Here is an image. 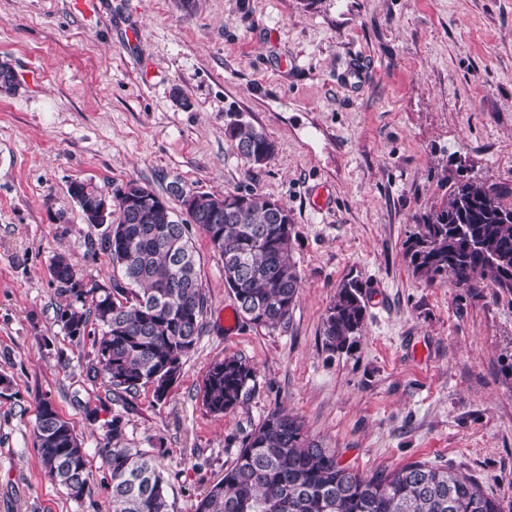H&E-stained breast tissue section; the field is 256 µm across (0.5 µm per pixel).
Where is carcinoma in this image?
I'll list each match as a JSON object with an SVG mask.
<instances>
[{"mask_svg": "<svg viewBox=\"0 0 512 512\" xmlns=\"http://www.w3.org/2000/svg\"><path fill=\"white\" fill-rule=\"evenodd\" d=\"M226 133L253 165L274 153L267 134L239 117ZM124 191L154 195L136 181L113 189L117 218L112 237L101 238L100 247L121 278L103 288L84 281L66 257H56L52 277L60 295L69 298L57 317L73 338L85 335L91 321L100 328L94 373L107 379L114 400L124 402L150 385L160 401L198 339L206 296L189 222H177L168 205L133 211ZM511 195L512 189L476 175L455 180L440 204L416 217L417 231L405 244L413 275L430 283L449 275L458 287L471 290L491 283L512 295V203L506 201ZM229 199L241 207L216 216L218 196L193 193L194 221L223 264L238 313L259 328L284 327L300 281L290 212L283 204L271 208V198L252 190L224 192ZM365 315L359 284H340L322 324L325 348L348 347L361 333ZM253 379L247 360H215L203 381V406L214 415L235 409ZM41 404L35 438L42 468L80 501L90 481L85 448L56 408ZM122 435L121 420L112 419L103 448L112 512H172L156 457L111 445ZM195 512H504V506L477 480L420 461L362 475L341 464L336 450L310 439L300 418L275 409L245 436L233 465Z\"/></svg>", "mask_w": 512, "mask_h": 512, "instance_id": "1", "label": "carcinoma"}]
</instances>
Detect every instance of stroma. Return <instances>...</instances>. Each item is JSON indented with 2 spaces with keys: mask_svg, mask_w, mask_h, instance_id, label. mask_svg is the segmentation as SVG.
<instances>
[{
  "mask_svg": "<svg viewBox=\"0 0 512 512\" xmlns=\"http://www.w3.org/2000/svg\"><path fill=\"white\" fill-rule=\"evenodd\" d=\"M0 512H109L108 425L155 454L174 512L233 464L277 408L362 474L413 461L475 478L512 512V295L414 276L405 242L465 165L512 188V0H0ZM263 130L259 166L225 134ZM134 180L220 195L252 189L291 212L301 282L286 327L237 319L206 233L192 226L207 298L202 329L165 400L114 401L92 336H68L51 275L58 254L102 282L105 225L72 181ZM322 191L326 205L314 210ZM363 286L348 350L323 344L339 284ZM235 355L252 389L221 416L202 403L210 364ZM74 427L91 467L76 501L42 470L40 402ZM236 117L227 125L226 133L237 152L252 165L265 163L274 153V142L250 122L242 120L239 115Z\"/></svg>",
  "mask_w": 512,
  "mask_h": 512,
  "instance_id": "35a3bbf8",
  "label": "stroma"
}]
</instances>
